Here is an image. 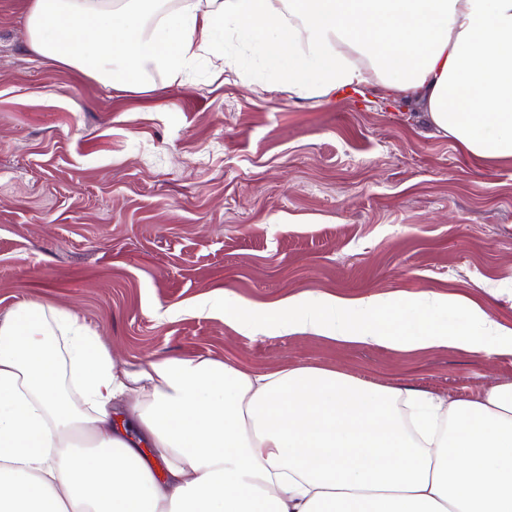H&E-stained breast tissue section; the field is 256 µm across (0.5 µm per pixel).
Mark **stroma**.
<instances>
[{
    "label": "stroma",
    "instance_id": "1",
    "mask_svg": "<svg viewBox=\"0 0 512 512\" xmlns=\"http://www.w3.org/2000/svg\"><path fill=\"white\" fill-rule=\"evenodd\" d=\"M512 164L479 166L414 105L259 96L207 72L123 93L28 49L0 0V319L76 313L119 360L334 368L448 400L512 357L395 352L225 324L220 298L466 296L512 323Z\"/></svg>",
    "mask_w": 512,
    "mask_h": 512
}]
</instances>
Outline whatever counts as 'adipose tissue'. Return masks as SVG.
Listing matches in <instances>:
<instances>
[{"mask_svg":"<svg viewBox=\"0 0 512 512\" xmlns=\"http://www.w3.org/2000/svg\"><path fill=\"white\" fill-rule=\"evenodd\" d=\"M168 2L27 0L28 48L121 92L204 66L258 94L372 90L419 104L470 158L512 163V0ZM222 313L239 332L512 357V324L432 291L228 293ZM0 512H512V382L448 403L312 366L163 357L135 370L74 312L28 302L0 322Z\"/></svg>","mask_w":512,"mask_h":512,"instance_id":"ef3b65f1","label":"adipose tissue"}]
</instances>
